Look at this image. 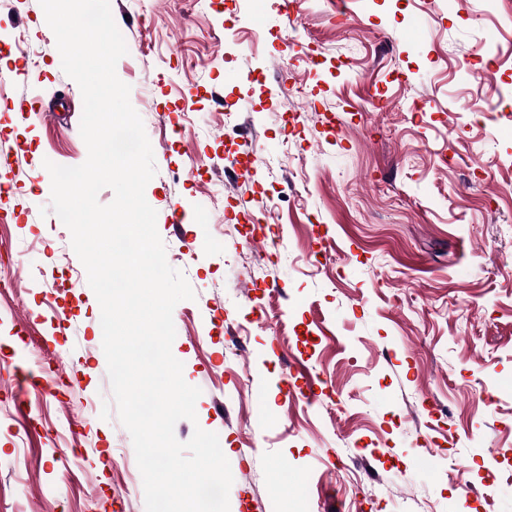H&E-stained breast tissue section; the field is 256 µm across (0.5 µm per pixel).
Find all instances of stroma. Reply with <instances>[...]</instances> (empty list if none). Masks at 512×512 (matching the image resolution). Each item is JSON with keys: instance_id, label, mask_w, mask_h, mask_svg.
I'll return each mask as SVG.
<instances>
[{"instance_id": "35a3bbf8", "label": "stroma", "mask_w": 512, "mask_h": 512, "mask_svg": "<svg viewBox=\"0 0 512 512\" xmlns=\"http://www.w3.org/2000/svg\"><path fill=\"white\" fill-rule=\"evenodd\" d=\"M110 8L145 198L195 293L172 353L201 395L175 435L217 433L229 512H512V0ZM0 12L22 72L0 92V512H145L43 166L86 160L81 90L39 0ZM51 380L48 372L41 371L38 375L32 374L23 378L17 384V393L15 395L16 404L18 406L26 405L32 392L40 390L46 383Z\"/></svg>"}]
</instances>
